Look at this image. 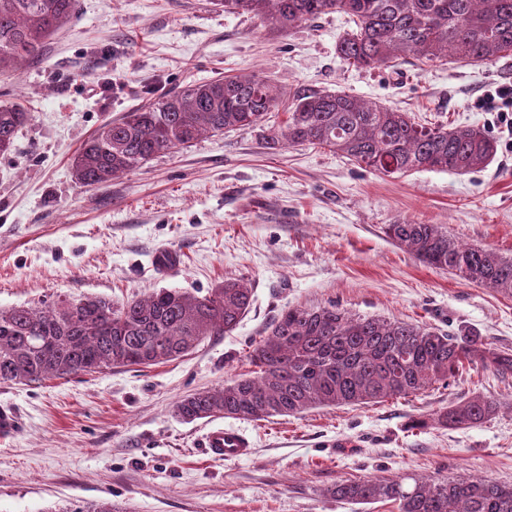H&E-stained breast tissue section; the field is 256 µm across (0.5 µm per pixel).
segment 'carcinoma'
<instances>
[{
	"instance_id": "carcinoma-1",
	"label": "carcinoma",
	"mask_w": 512,
	"mask_h": 512,
	"mask_svg": "<svg viewBox=\"0 0 512 512\" xmlns=\"http://www.w3.org/2000/svg\"><path fill=\"white\" fill-rule=\"evenodd\" d=\"M75 0H0V74L39 56L74 14ZM230 14L250 15L277 33L330 13L346 18L337 52L360 69L395 67L410 57L454 56L488 64L512 54V0H217ZM287 95L261 75L192 84L127 112L85 140L72 163L86 188L106 184L160 153L192 146L226 130L264 126ZM288 117L269 129L268 144L321 145L385 175L422 170L469 173L496 153L480 128L426 126L392 107L342 92L296 91ZM31 113L0 102V156L11 153ZM385 234L418 261L512 294V259L454 241L435 224H389ZM253 288L230 278L206 294L160 288L114 303L102 297L57 298L42 307L0 309V381L36 382L89 374L102 367L144 368L178 359L208 336H222L252 305ZM255 374L177 402L183 421L216 416L263 420L319 406L378 403L448 384L466 364L512 374V353L472 334L353 315L335 304L289 308L249 354ZM501 403L475 396L440 410L434 422L467 428L494 418ZM328 493L360 505L390 502L398 512H512V486L483 477L338 481ZM62 512H122L110 501Z\"/></svg>"
}]
</instances>
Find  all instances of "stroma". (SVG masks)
I'll list each match as a JSON object with an SVG mask.
<instances>
[{
  "mask_svg": "<svg viewBox=\"0 0 512 512\" xmlns=\"http://www.w3.org/2000/svg\"><path fill=\"white\" fill-rule=\"evenodd\" d=\"M339 15L283 36L214 0H76L42 55L0 76V101L32 118L0 157V308L59 295L120 302L156 288L203 294L227 278L253 285L249 313L177 360L1 383L17 419L0 440V512H61L102 500L124 512H396L336 500V482L482 476L512 484V376L475 364L448 385L378 404L264 420L227 418L252 453L216 460L209 420L174 412L190 393L253 372L251 345L283 309L336 304L360 316L474 333L512 353V295L419 263L384 227L436 224L454 240L512 258V134L481 98L512 84V56L492 64L422 61L375 70L336 52ZM260 73L285 92L338 90L411 113L425 125L484 129L485 169L384 175L318 146L268 148L231 131L162 153L85 188L71 161L103 124L161 94ZM173 252L177 267L159 272ZM477 395L503 403L464 429L434 413Z\"/></svg>",
  "mask_w": 512,
  "mask_h": 512,
  "instance_id": "stroma-1",
  "label": "stroma"
}]
</instances>
